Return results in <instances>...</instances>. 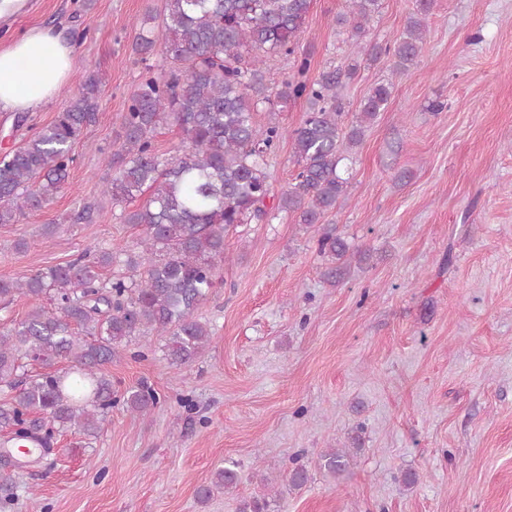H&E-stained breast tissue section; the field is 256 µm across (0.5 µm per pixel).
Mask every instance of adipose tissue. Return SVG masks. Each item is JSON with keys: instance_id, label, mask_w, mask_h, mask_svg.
<instances>
[{"instance_id": "1", "label": "adipose tissue", "mask_w": 512, "mask_h": 512, "mask_svg": "<svg viewBox=\"0 0 512 512\" xmlns=\"http://www.w3.org/2000/svg\"><path fill=\"white\" fill-rule=\"evenodd\" d=\"M73 48L35 27L0 48V112L32 111L58 96L71 75Z\"/></svg>"}]
</instances>
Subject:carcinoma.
I'll list each match as a JSON object with an SVG mask.
<instances>
[{
	"label": "carcinoma",
	"mask_w": 512,
	"mask_h": 512,
	"mask_svg": "<svg viewBox=\"0 0 512 512\" xmlns=\"http://www.w3.org/2000/svg\"><path fill=\"white\" fill-rule=\"evenodd\" d=\"M347 2L349 16L338 22L352 19L353 36L360 39L380 0ZM309 7L310 0H166L161 32L142 27L136 33L132 50L145 67L120 114V146L102 193L123 207V223L140 227V237L132 249H87L63 264L0 279L3 305L17 296L33 302L25 319L0 334V391L12 394L0 404L1 430L25 437L41 432L45 444L70 431L81 437L79 447L88 448L115 404L146 413L160 402L145 383L114 396L103 367L119 349L156 335L164 338L172 366L201 356L210 329L194 312L223 284L226 234L269 214L266 160L285 138L276 113L290 101L305 98L309 108L290 133L297 169L275 209L315 225L336 207L348 184L340 164L362 141L365 123L385 109L391 87L375 85L345 131L339 90L358 63L310 81L304 55L297 75L268 86L263 54L296 53ZM423 38L421 21L411 17L393 42L371 46L370 56H390L395 69L407 71L417 65ZM158 52L168 62L164 71L147 64ZM101 83L100 74H89L51 124L0 157V224L19 223L67 188L73 145L97 120ZM260 106L269 112L264 126L253 117ZM164 125L181 133L169 158L154 145ZM142 196L146 200L131 207ZM317 250L327 258L323 276L330 283L345 274L346 257L366 256L329 226L321 228ZM32 362L43 372L30 373ZM349 464L344 451L322 455L321 467L330 474ZM238 481L231 463L217 469L197 497L204 502L213 489H232ZM239 512L273 510L268 499L249 497Z\"/></svg>",
	"instance_id": "carcinoma-1"
}]
</instances>
